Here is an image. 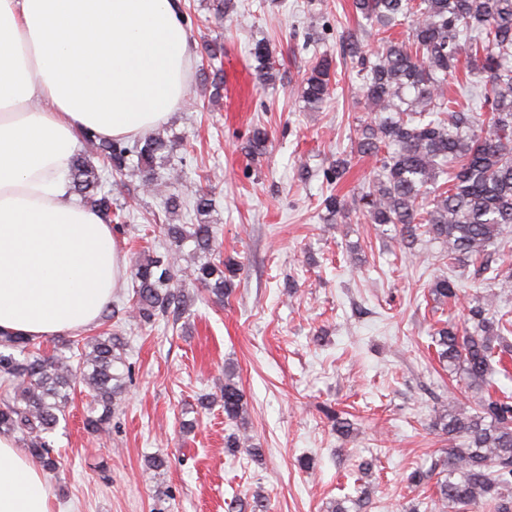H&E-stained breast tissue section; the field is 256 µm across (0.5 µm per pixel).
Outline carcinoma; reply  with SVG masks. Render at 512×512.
<instances>
[{
  "label": "carcinoma",
  "mask_w": 512,
  "mask_h": 512,
  "mask_svg": "<svg viewBox=\"0 0 512 512\" xmlns=\"http://www.w3.org/2000/svg\"><path fill=\"white\" fill-rule=\"evenodd\" d=\"M353 7L382 34L374 53L364 50L355 31L343 35L369 112L356 151L374 158L375 167L361 194L349 199L331 194L323 201L326 210L338 216L362 209L370 223L398 227L411 257L418 237L428 235L443 245L448 270L470 262L476 276L512 293V267L497 265L489 251L512 224V0H353ZM403 21L409 37L388 36ZM250 55L258 83L275 84L278 73L268 45L256 42ZM463 63L469 84L480 87L483 96L479 107L466 112L455 109L445 94L448 78ZM334 73L333 58L327 55L309 69L301 87L307 109L322 108ZM484 110L490 117L482 118ZM82 140L90 150L71 158L73 193L126 234L133 212L112 198L106 189L109 177L129 169L135 157L145 185L167 178L175 142L159 132L132 142L89 133ZM244 149L252 157L265 154L267 132L254 129ZM166 205L173 213L193 210L196 223L164 225L170 249H144L135 258L127 312L143 326L178 312L185 303L175 271L186 243H193L198 257L188 276L217 301L230 295L241 270L233 257L214 258L208 194H170ZM429 291L433 300L448 302L458 300L462 289L443 277ZM511 335L512 315L497 313L494 294L472 298L463 323L447 321L431 335L438 362L475 399L468 411L453 401L434 409L432 427L448 436L449 447L429 469L417 468L407 476L414 488L434 483L433 494L422 501L424 510L411 512H512V398L489 391L496 359H512ZM66 349L68 356L49 355L30 338L0 335V433L18 435L49 472L58 469L59 461L47 435L65 416L75 385L88 389L91 411L85 425L93 431L109 423L122 387V376L115 373L123 351L118 333L105 329L90 339H69ZM220 401L227 420L244 421V394L230 378L224 380ZM225 447L261 457L245 431L228 437ZM365 504L361 492L337 500L331 512H362Z\"/></svg>",
  "instance_id": "cac0c4a2"
}]
</instances>
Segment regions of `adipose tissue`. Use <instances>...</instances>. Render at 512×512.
<instances>
[{
    "label": "adipose tissue",
    "instance_id": "ef3b65f1",
    "mask_svg": "<svg viewBox=\"0 0 512 512\" xmlns=\"http://www.w3.org/2000/svg\"><path fill=\"white\" fill-rule=\"evenodd\" d=\"M180 0H0V334L98 322L126 269L112 227L76 203L79 137L135 138L187 92ZM0 512H52L39 462L0 434Z\"/></svg>",
    "mask_w": 512,
    "mask_h": 512
}]
</instances>
